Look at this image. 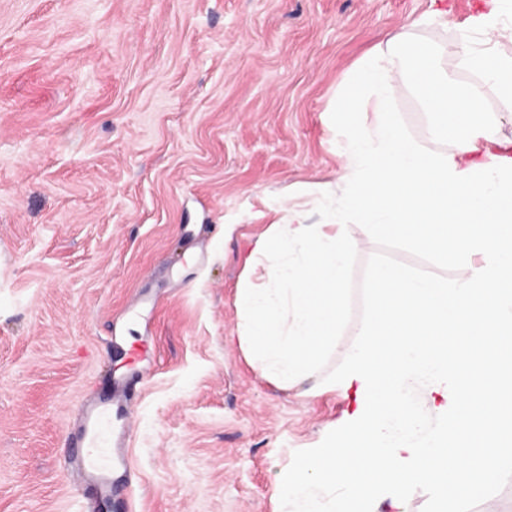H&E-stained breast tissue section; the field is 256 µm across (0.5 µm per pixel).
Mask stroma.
Wrapping results in <instances>:
<instances>
[{
  "instance_id": "obj_1",
  "label": "stroma",
  "mask_w": 512,
  "mask_h": 512,
  "mask_svg": "<svg viewBox=\"0 0 512 512\" xmlns=\"http://www.w3.org/2000/svg\"><path fill=\"white\" fill-rule=\"evenodd\" d=\"M493 0H0V512H277L276 473L356 408L240 348L243 258L335 183L327 122L407 21L441 65ZM390 91L415 140L425 114ZM112 412L106 487L81 458Z\"/></svg>"
}]
</instances>
